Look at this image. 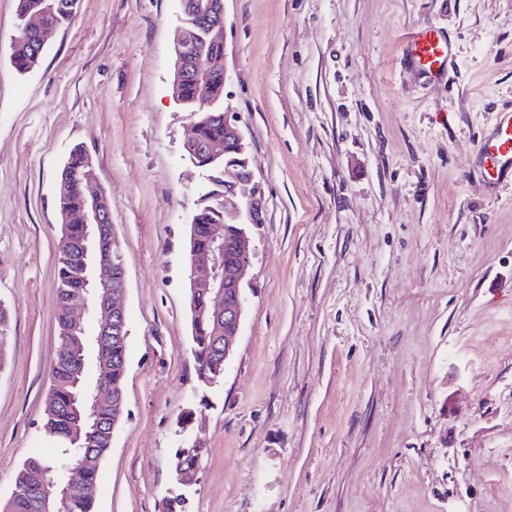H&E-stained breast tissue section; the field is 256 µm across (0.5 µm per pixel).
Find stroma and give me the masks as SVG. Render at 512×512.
Wrapping results in <instances>:
<instances>
[{"mask_svg": "<svg viewBox=\"0 0 512 512\" xmlns=\"http://www.w3.org/2000/svg\"><path fill=\"white\" fill-rule=\"evenodd\" d=\"M0 0V502L50 452L57 181L91 156L126 262V409L96 512H157L176 419L206 452L190 512H512V184L477 143L512 104V0H224V104L265 221L233 360L200 387L187 224L213 188L184 155L179 0H80L17 72ZM448 77L403 70L419 26Z\"/></svg>", "mask_w": 512, "mask_h": 512, "instance_id": "35a3bbf8", "label": "stroma"}]
</instances>
